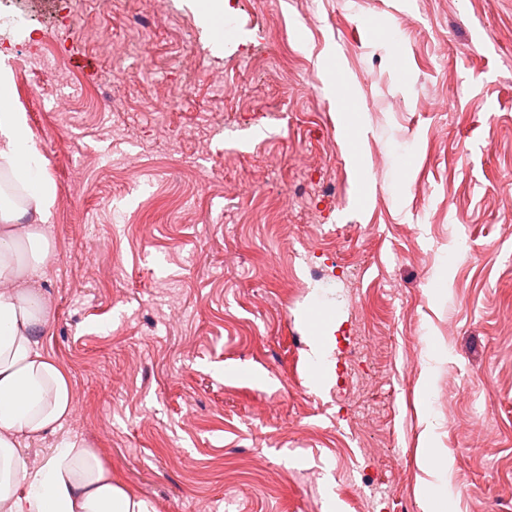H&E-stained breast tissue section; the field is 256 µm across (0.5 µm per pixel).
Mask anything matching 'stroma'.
<instances>
[{
	"label": "stroma",
	"mask_w": 512,
	"mask_h": 512,
	"mask_svg": "<svg viewBox=\"0 0 512 512\" xmlns=\"http://www.w3.org/2000/svg\"><path fill=\"white\" fill-rule=\"evenodd\" d=\"M170 2L0 0L15 101L72 199L40 289L74 406L23 456L82 437L155 512H422L433 347L457 512H512V0H224L221 46ZM104 23L142 45L117 75ZM311 307L336 319L317 385ZM330 88L335 96L339 111L337 114L342 125V149L349 156L354 170L360 172L364 168V161L358 151L357 113L351 112L352 100L356 98L354 89L340 70L333 73Z\"/></svg>",
	"instance_id": "1"
}]
</instances>
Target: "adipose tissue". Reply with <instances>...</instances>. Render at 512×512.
I'll use <instances>...</instances> for the list:
<instances>
[{
  "instance_id": "1",
  "label": "adipose tissue",
  "mask_w": 512,
  "mask_h": 512,
  "mask_svg": "<svg viewBox=\"0 0 512 512\" xmlns=\"http://www.w3.org/2000/svg\"><path fill=\"white\" fill-rule=\"evenodd\" d=\"M6 55L0 51V164L8 166L34 201L39 223L27 224L29 209H0V512H154L146 499L113 482L112 472L89 443L77 436L62 439L36 467L21 448L57 434L73 409V390L62 367L46 355L41 338L49 310L36 292L50 259L52 242L46 218L54 190L43 183L41 156L29 137L27 115L12 94ZM342 125L341 146L354 170L364 161L358 150L359 128L352 112L355 92L342 72L330 85ZM419 467L423 512H455L449 491L454 460L438 446V421H431Z\"/></svg>"
}]
</instances>
